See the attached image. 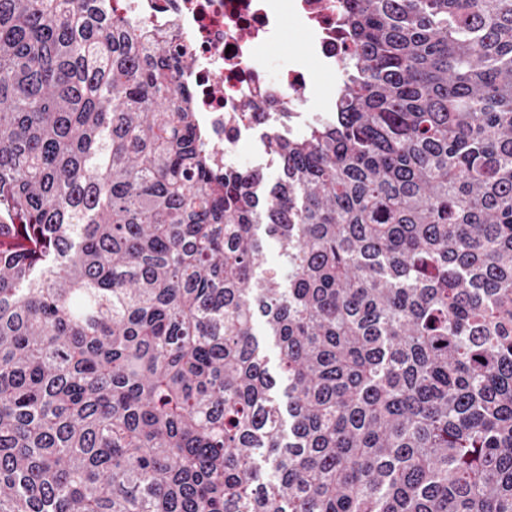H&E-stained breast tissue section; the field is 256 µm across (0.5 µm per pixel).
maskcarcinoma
<instances>
[{"instance_id": "1", "label": "carcinoma", "mask_w": 512, "mask_h": 512, "mask_svg": "<svg viewBox=\"0 0 512 512\" xmlns=\"http://www.w3.org/2000/svg\"><path fill=\"white\" fill-rule=\"evenodd\" d=\"M112 2L0 0V512H512V0H346L272 181Z\"/></svg>"}]
</instances>
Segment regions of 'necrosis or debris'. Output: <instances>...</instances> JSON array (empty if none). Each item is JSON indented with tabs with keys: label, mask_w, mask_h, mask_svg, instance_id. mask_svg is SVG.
<instances>
[{
	"label": "necrosis or debris",
	"mask_w": 512,
	"mask_h": 512,
	"mask_svg": "<svg viewBox=\"0 0 512 512\" xmlns=\"http://www.w3.org/2000/svg\"><path fill=\"white\" fill-rule=\"evenodd\" d=\"M340 0H114L118 13L179 39L191 57L196 127L216 167H270L266 135L300 138L330 118L338 86L313 91L317 70H342L347 47L336 33ZM303 36L276 77L265 68L283 18Z\"/></svg>",
	"instance_id": "1"
}]
</instances>
